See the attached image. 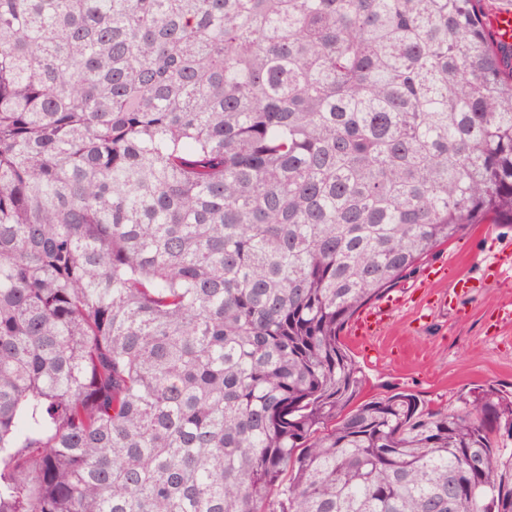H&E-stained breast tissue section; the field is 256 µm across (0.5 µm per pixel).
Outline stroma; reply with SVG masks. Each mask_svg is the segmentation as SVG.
<instances>
[{"label": "stroma", "mask_w": 512, "mask_h": 512, "mask_svg": "<svg viewBox=\"0 0 512 512\" xmlns=\"http://www.w3.org/2000/svg\"><path fill=\"white\" fill-rule=\"evenodd\" d=\"M511 252L512 224L476 225L394 287L404 303L374 336L346 324L340 336L362 369V400L405 390L459 410L472 388L512 391V322L498 318L512 307V267L494 266ZM461 278L479 282L478 291L454 296Z\"/></svg>", "instance_id": "stroma-1"}]
</instances>
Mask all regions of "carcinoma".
<instances>
[{"instance_id": "carcinoma-1", "label": "carcinoma", "mask_w": 512, "mask_h": 512, "mask_svg": "<svg viewBox=\"0 0 512 512\" xmlns=\"http://www.w3.org/2000/svg\"><path fill=\"white\" fill-rule=\"evenodd\" d=\"M483 2L0 0V512H512V392L340 339L512 224Z\"/></svg>"}]
</instances>
